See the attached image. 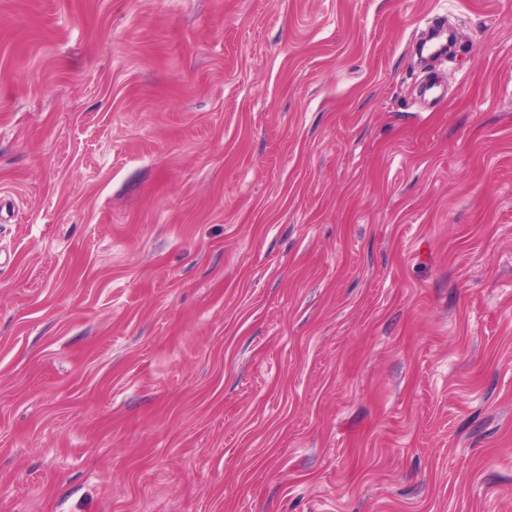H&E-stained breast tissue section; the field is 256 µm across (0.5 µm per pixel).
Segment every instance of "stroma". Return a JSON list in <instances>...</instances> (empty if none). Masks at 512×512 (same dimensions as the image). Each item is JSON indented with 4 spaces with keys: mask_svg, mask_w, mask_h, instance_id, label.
Instances as JSON below:
<instances>
[{
    "mask_svg": "<svg viewBox=\"0 0 512 512\" xmlns=\"http://www.w3.org/2000/svg\"><path fill=\"white\" fill-rule=\"evenodd\" d=\"M0 512H512V0H0Z\"/></svg>",
    "mask_w": 512,
    "mask_h": 512,
    "instance_id": "1",
    "label": "stroma"
}]
</instances>
